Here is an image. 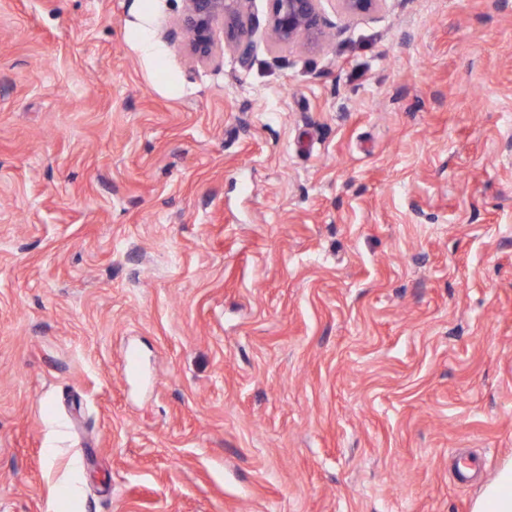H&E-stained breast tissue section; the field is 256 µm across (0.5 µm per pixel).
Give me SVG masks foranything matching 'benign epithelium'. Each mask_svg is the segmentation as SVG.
<instances>
[{
	"mask_svg": "<svg viewBox=\"0 0 512 512\" xmlns=\"http://www.w3.org/2000/svg\"><path fill=\"white\" fill-rule=\"evenodd\" d=\"M181 27L187 37L186 47L200 61L209 60L217 46V33L224 43L235 48L241 59L251 51V22L244 11L246 0H184ZM267 18L270 46L275 50L299 42L318 45L329 35L331 24L323 0H270ZM348 15H358L381 8L386 0H337Z\"/></svg>",
	"mask_w": 512,
	"mask_h": 512,
	"instance_id": "benign-epithelium-1",
	"label": "benign epithelium"
}]
</instances>
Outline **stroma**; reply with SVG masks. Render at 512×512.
Instances as JSON below:
<instances>
[{
	"instance_id": "obj_1",
	"label": "stroma",
	"mask_w": 512,
	"mask_h": 512,
	"mask_svg": "<svg viewBox=\"0 0 512 512\" xmlns=\"http://www.w3.org/2000/svg\"><path fill=\"white\" fill-rule=\"evenodd\" d=\"M245 8L199 63L183 0H0V512H473L512 464V0ZM267 18L270 46L290 48L299 42L319 45L329 35L331 24L323 0H270Z\"/></svg>"
}]
</instances>
